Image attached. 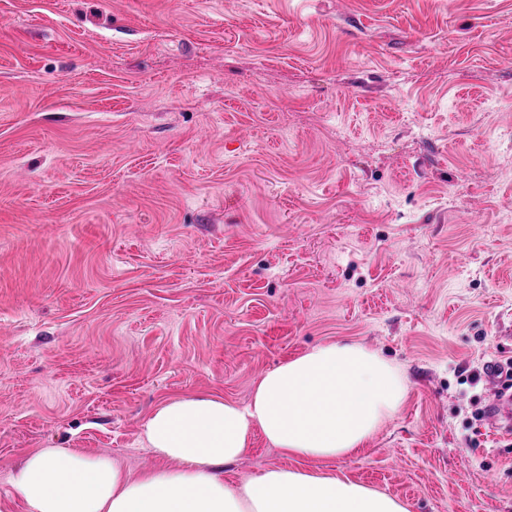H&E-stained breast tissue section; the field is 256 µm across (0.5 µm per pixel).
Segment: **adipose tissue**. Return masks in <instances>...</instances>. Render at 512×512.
I'll return each mask as SVG.
<instances>
[{"label":"adipose tissue","instance_id":"obj_1","mask_svg":"<svg viewBox=\"0 0 512 512\" xmlns=\"http://www.w3.org/2000/svg\"><path fill=\"white\" fill-rule=\"evenodd\" d=\"M407 387L358 343H323L267 372L240 406L211 394L166 400L143 427L159 467L131 476L106 456L42 448L11 476L26 512H408L403 501L336 475L270 469L241 487L224 482L261 434L286 454L344 457L398 412Z\"/></svg>","mask_w":512,"mask_h":512}]
</instances>
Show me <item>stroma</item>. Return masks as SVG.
<instances>
[{"label":"stroma","instance_id":"1","mask_svg":"<svg viewBox=\"0 0 512 512\" xmlns=\"http://www.w3.org/2000/svg\"><path fill=\"white\" fill-rule=\"evenodd\" d=\"M360 343L408 388L365 448L225 466L512 512L467 381L512 363V0H0V512L25 453L159 466L164 400L246 404Z\"/></svg>","mask_w":512,"mask_h":512}]
</instances>
